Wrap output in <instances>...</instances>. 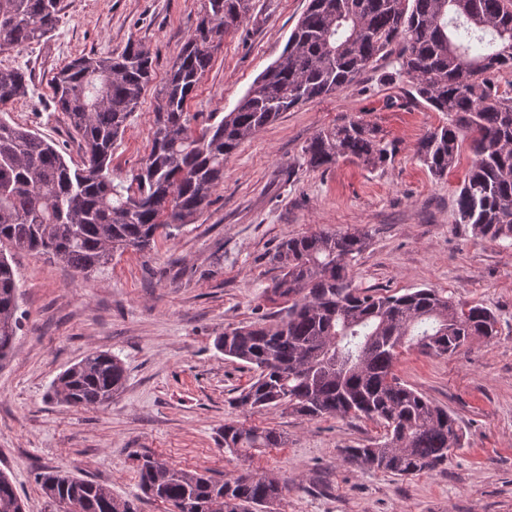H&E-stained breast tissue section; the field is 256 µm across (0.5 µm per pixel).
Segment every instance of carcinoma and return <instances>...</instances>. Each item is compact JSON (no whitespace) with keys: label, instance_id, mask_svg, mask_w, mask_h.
Returning <instances> with one entry per match:
<instances>
[{"label":"carcinoma","instance_id":"cac0c4a2","mask_svg":"<svg viewBox=\"0 0 512 512\" xmlns=\"http://www.w3.org/2000/svg\"><path fill=\"white\" fill-rule=\"evenodd\" d=\"M60 4L0 0V49L48 37ZM249 10L250 0H202L194 31L157 88L151 150L126 187L112 181V151L153 81V59L142 43L76 57L52 78L55 108L83 142L82 164L71 166L54 144L0 117V363L21 326L8 254L34 252L88 274L117 251L151 247L161 229L174 235L211 203L224 162L243 141L281 113L346 89L393 51L416 96L448 115L418 147L430 174L445 176L470 139L474 161L456 199L457 223L481 240H512V81L497 80L512 70V0H309L281 57L236 108L212 112L196 128L186 103L215 48ZM26 94V72L0 67V106ZM389 155L377 130L355 119L321 131L304 148L313 170L340 158L375 168ZM369 243L358 228L284 240L272 256L279 276L271 292L287 307L273 322L225 328L216 348L254 370L237 405L306 420H372L384 435L342 449L344 460L416 476L448 462L463 433L453 412L401 382L396 362L410 350L452 355L472 336L490 341L497 317L479 304L458 307L435 288L378 294L354 287L351 262ZM125 380L117 357L96 352L65 370L52 392L69 406L89 408L111 400ZM282 444L272 429L224 424V449L239 459ZM139 479L144 494L171 512H280L287 491L269 473L246 468L221 481L150 456L139 464ZM40 483L64 512H138L133 501L67 470L43 473ZM22 509L12 481L0 473V512Z\"/></svg>","mask_w":512,"mask_h":512}]
</instances>
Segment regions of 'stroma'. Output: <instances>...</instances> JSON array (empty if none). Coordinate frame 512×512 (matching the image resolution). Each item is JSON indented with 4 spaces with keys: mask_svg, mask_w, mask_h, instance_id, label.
<instances>
[{
    "mask_svg": "<svg viewBox=\"0 0 512 512\" xmlns=\"http://www.w3.org/2000/svg\"><path fill=\"white\" fill-rule=\"evenodd\" d=\"M50 38L0 50V66L30 76L25 97L0 113L38 132L81 164L79 137L52 101L50 80L83 54L149 48L154 85L144 92L112 158L115 182L130 183L147 156L158 101L154 90L194 30L201 0H62ZM308 0H251L247 17L225 34L188 112L233 111L283 52ZM355 118L376 127L393 155L371 169L341 159L310 169L303 149L320 130ZM447 115L413 100L395 55L377 60L343 91L307 101L246 139L224 164L213 202L147 252L129 249L84 276L31 252L13 255L23 312L13 355L0 364V472L25 512H62L37 481L65 469L109 486L139 512H167L139 487L138 464L154 456L217 479L242 468L287 483L282 512H512V245L475 239L456 221L459 188L472 163L462 147L454 168L434 178L421 162L422 137ZM359 227L370 244L353 264L355 287L378 293L436 288L462 306L496 313L498 335L471 338L455 354L400 356L406 384L460 420L462 445L447 464L413 477L344 461L343 448L383 433L342 417L302 420L250 413L233 400L251 370L224 357L225 327L274 317L279 274L272 256L286 238ZM106 351L126 368L108 404L76 409L53 400L52 383L84 356ZM281 433L282 447L249 460L224 449L229 421Z\"/></svg>",
    "mask_w": 512,
    "mask_h": 512,
    "instance_id": "35a3bbf8",
    "label": "stroma"
}]
</instances>
